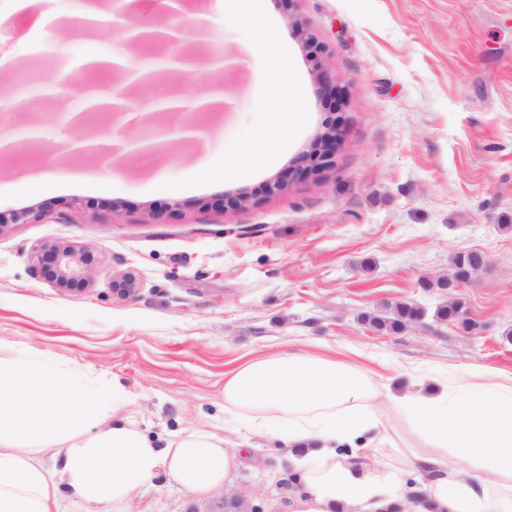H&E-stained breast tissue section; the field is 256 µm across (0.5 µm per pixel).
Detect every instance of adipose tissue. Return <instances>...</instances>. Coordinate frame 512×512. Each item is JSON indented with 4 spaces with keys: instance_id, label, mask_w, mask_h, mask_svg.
I'll return each mask as SVG.
<instances>
[{
    "instance_id": "adipose-tissue-1",
    "label": "adipose tissue",
    "mask_w": 512,
    "mask_h": 512,
    "mask_svg": "<svg viewBox=\"0 0 512 512\" xmlns=\"http://www.w3.org/2000/svg\"><path fill=\"white\" fill-rule=\"evenodd\" d=\"M225 9L261 20L257 50L269 64L277 100L269 137L246 141L230 163L200 169L205 181L233 180L272 163L288 137V116L300 108L286 45L263 22L260 0H223ZM367 373L332 358L290 351L259 358L224 377V408L245 429L263 428L286 442L288 461L304 485L292 512H512V377L471 373L434 396L391 400L425 445L404 468L371 465L338 445L383 427ZM119 384L92 372L19 352L0 356V512H58L60 497L93 505L94 512H126L134 493L159 474L192 494L227 484L237 449L207 430L173 435L165 444L115 418ZM58 459L50 469L45 457ZM463 468L449 467V458ZM419 473L418 496L404 500L402 469Z\"/></svg>"
}]
</instances>
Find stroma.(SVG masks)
Wrapping results in <instances>:
<instances>
[{
	"label": "stroma",
	"mask_w": 512,
	"mask_h": 512,
	"mask_svg": "<svg viewBox=\"0 0 512 512\" xmlns=\"http://www.w3.org/2000/svg\"><path fill=\"white\" fill-rule=\"evenodd\" d=\"M195 0L178 18L183 47L211 59H237L215 73L184 76L192 91L220 79L233 104L220 114L182 112L179 125H204L202 139L163 143L154 165H116L57 145L61 108L19 102L30 73L49 78L87 53L118 51L112 28L78 32L66 18L78 0H40L20 10L0 0V100L10 130L39 138L0 159V351L33 350L119 382L116 413L157 437L204 429L243 449L233 489L262 492L261 506L290 512L301 487L286 451L266 431L250 432L224 411V376L246 362L286 351L333 356L363 369L377 395L421 384L439 391L457 376L492 370L512 375V0H263L288 44L302 105L268 167L221 184L200 168L227 161L239 143L268 128V65L256 54L252 18ZM302 21L325 47L324 69L337 94L321 90L296 38ZM342 121L332 163L289 190L264 184L301 162L329 113ZM50 186L35 194L30 177ZM248 192L243 210L216 199ZM47 215L12 224L11 213ZM72 244L100 257L89 287L61 290L35 277L32 250ZM479 250L487 265L457 296L475 332L436 321L448 301L433 280L453 255ZM134 279L130 296L111 281ZM412 302L426 315L383 334L360 314ZM158 475L128 512H215Z\"/></svg>",
	"instance_id": "stroma-1"
}]
</instances>
